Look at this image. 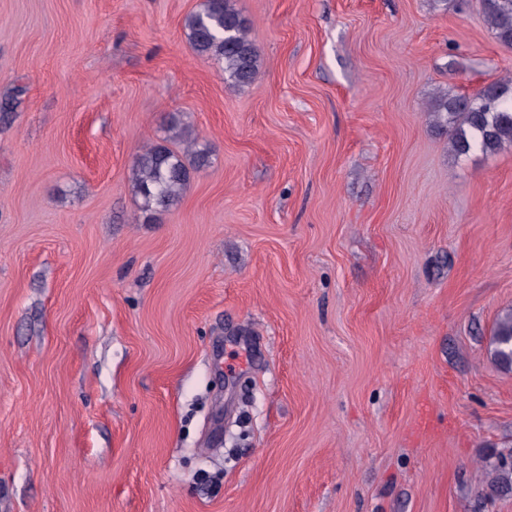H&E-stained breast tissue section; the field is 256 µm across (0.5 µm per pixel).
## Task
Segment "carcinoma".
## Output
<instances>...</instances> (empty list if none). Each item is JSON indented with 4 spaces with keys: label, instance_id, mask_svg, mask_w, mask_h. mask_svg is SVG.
<instances>
[{
    "label": "carcinoma",
    "instance_id": "1",
    "mask_svg": "<svg viewBox=\"0 0 512 512\" xmlns=\"http://www.w3.org/2000/svg\"><path fill=\"white\" fill-rule=\"evenodd\" d=\"M482 9L497 41L512 47V0H482ZM185 27L199 56L221 62L224 75L235 85L253 83L260 53L249 38L247 20L233 0H204L202 8L187 17ZM430 115L437 127L448 132L450 147L459 156L476 149L491 153L511 146L512 82L490 83L468 99L442 91L435 96ZM167 132L185 142L186 154L169 148L166 136L137 154L132 164V191L148 219L176 206L191 172L209 161L207 149L186 137V128L179 120H172ZM491 357L497 366L512 371V309L497 323ZM489 466L495 477L487 484L485 497L512 491V453L499 455Z\"/></svg>",
    "mask_w": 512,
    "mask_h": 512
}]
</instances>
